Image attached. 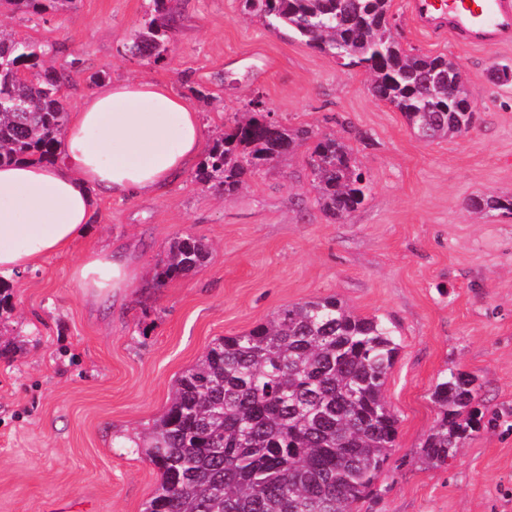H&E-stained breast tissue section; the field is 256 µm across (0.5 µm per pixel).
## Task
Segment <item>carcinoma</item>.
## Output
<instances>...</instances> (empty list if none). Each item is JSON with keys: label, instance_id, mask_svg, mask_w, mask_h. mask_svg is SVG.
I'll return each mask as SVG.
<instances>
[{"label": "carcinoma", "instance_id": "cac0c4a2", "mask_svg": "<svg viewBox=\"0 0 512 512\" xmlns=\"http://www.w3.org/2000/svg\"><path fill=\"white\" fill-rule=\"evenodd\" d=\"M166 0L128 48L159 61L173 41ZM274 31L292 33L369 76L372 95L401 112L424 140L459 137L470 118L448 105L469 91L461 65L404 50L391 34L389 0H243ZM76 0H0L22 14L64 11ZM56 49L0 30V164L54 163L68 114L70 72L44 66ZM259 98L252 116L235 118L213 140L198 179L230 194L245 177L315 140L309 167L316 201L345 219L364 203L368 184L350 147L330 134L274 124ZM476 212L512 215V196L478 197ZM193 236L175 239L156 280L164 284L208 260ZM399 351L395 331L355 313L335 296L289 304L246 333L225 336L176 381L165 413L136 445L160 479L144 512H351L370 494L398 434L384 396ZM474 379L450 372L431 400L438 420L421 447L422 462L454 458L481 411Z\"/></svg>", "mask_w": 512, "mask_h": 512}]
</instances>
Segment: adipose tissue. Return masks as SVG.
I'll return each mask as SVG.
<instances>
[{"label":"adipose tissue","instance_id":"obj_1","mask_svg":"<svg viewBox=\"0 0 512 512\" xmlns=\"http://www.w3.org/2000/svg\"><path fill=\"white\" fill-rule=\"evenodd\" d=\"M203 143L199 112L167 84L100 85L70 114L58 162L0 166V275L34 267L84 237L94 194L137 198L168 188ZM138 274L124 252L109 249L87 253L73 271L92 298L129 287Z\"/></svg>","mask_w":512,"mask_h":512}]
</instances>
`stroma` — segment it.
<instances>
[{
    "instance_id": "35a3bbf8",
    "label": "stroma",
    "mask_w": 512,
    "mask_h": 512,
    "mask_svg": "<svg viewBox=\"0 0 512 512\" xmlns=\"http://www.w3.org/2000/svg\"><path fill=\"white\" fill-rule=\"evenodd\" d=\"M176 20L163 60L127 46L153 0H79L76 9L0 14V27L48 41L70 68L67 112L106 80L169 83L200 112L206 140L261 98L269 121L349 143L369 184L343 220L315 203L306 148L227 195L188 172L140 198L99 195L91 231L7 280L0 305V512H143L158 482L134 443L166 409L176 378L217 339L278 309L336 296L382 318L400 344L385 384L399 432L372 495L353 512H512V215L475 214V196L512 195V44L463 47L420 30L391 0L407 49L455 58L477 120L424 141L377 101L363 71L268 29L242 0H167ZM210 247L204 266L165 284L170 242ZM129 246L143 275L119 294L83 296L71 270L90 249ZM471 375L484 414L444 468L418 460L437 420L433 386Z\"/></svg>"
}]
</instances>
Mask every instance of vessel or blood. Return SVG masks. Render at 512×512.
Returning a JSON list of instances; mask_svg holds the SVG:
<instances>
[{
  "instance_id": "obj_1",
  "label": "vessel or blood",
  "mask_w": 512,
  "mask_h": 512,
  "mask_svg": "<svg viewBox=\"0 0 512 512\" xmlns=\"http://www.w3.org/2000/svg\"><path fill=\"white\" fill-rule=\"evenodd\" d=\"M415 23L473 47L512 42V0H410Z\"/></svg>"
}]
</instances>
